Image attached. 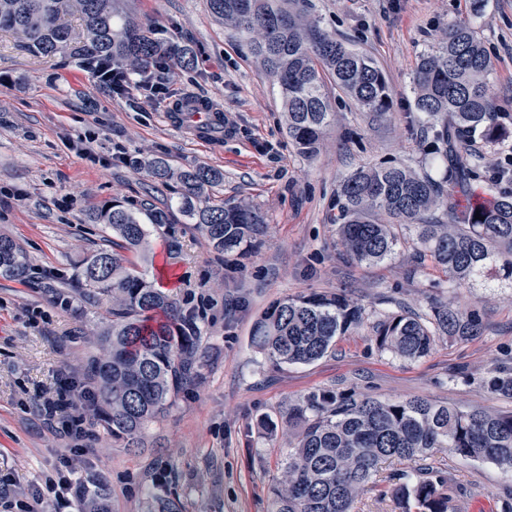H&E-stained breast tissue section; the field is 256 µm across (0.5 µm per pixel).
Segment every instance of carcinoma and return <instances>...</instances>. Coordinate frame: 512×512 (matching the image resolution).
Returning <instances> with one entry per match:
<instances>
[{
    "instance_id": "obj_1",
    "label": "carcinoma",
    "mask_w": 512,
    "mask_h": 512,
    "mask_svg": "<svg viewBox=\"0 0 512 512\" xmlns=\"http://www.w3.org/2000/svg\"><path fill=\"white\" fill-rule=\"evenodd\" d=\"M210 13L250 46L281 90L287 133L299 153L319 151L333 112L324 77H330L363 112L388 109L391 93L382 70L368 55L336 40L308 10L292 12L280 0H207ZM76 9L82 34L75 52L89 68L120 61L138 71L165 60L174 69L195 64L193 51L164 30L122 21L112 0H0V29L12 31L37 56L54 57L72 47L61 16ZM493 63L467 20L448 25L440 46L424 54L415 78V109L446 174L439 183L408 167L359 168L340 184L336 223L343 250L361 263L394 253L396 227L408 229L455 286L512 288V192L498 190L472 160L466 144L489 146L509 136L494 120ZM147 169L183 188L180 208L218 252L254 246L263 222L243 203L214 204L213 188L224 174L199 166L174 170L153 159ZM445 208L448 221L435 215ZM482 219L475 218V215ZM94 220L112 230V250L83 263L78 280L90 298L112 297V324L97 337L99 355L88 375L94 384L93 422L129 449L141 445L148 424L196 375L201 336L194 312L155 288L135 258L148 250V225L124 202L98 210ZM29 263L10 237L0 235V275L17 281ZM364 309L342 293H310L273 303L257 320L251 343L278 364L311 363L336 339L363 325ZM380 348L405 359L426 356L439 336L481 335L478 318L440 305L431 314L401 311L373 326ZM491 389L512 398V372L490 380ZM286 423L300 424L296 441L270 487V512H353L359 494L379 486L386 460L415 463L388 477L380 496L400 512H448L457 492L444 473L427 463L436 448L488 460L512 472V412L462 411L425 398L405 402L355 399L321 390L291 405ZM109 489L101 478L84 486L86 512H107Z\"/></svg>"
}]
</instances>
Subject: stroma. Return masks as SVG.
Segmentation results:
<instances>
[{"instance_id": "obj_1", "label": "stroma", "mask_w": 512, "mask_h": 512, "mask_svg": "<svg viewBox=\"0 0 512 512\" xmlns=\"http://www.w3.org/2000/svg\"><path fill=\"white\" fill-rule=\"evenodd\" d=\"M114 7L192 47L196 67L170 71L166 93L115 94L72 53L38 58L0 31V234L17 242L32 268L26 282L0 276V478L30 493L43 489L70 445L32 405L53 390L57 373L82 378L95 352L91 337L110 324L109 299L86 300L76 271L111 247L91 216L115 199L168 214L150 228L142 270L193 310L202 366L149 424L139 451L102 427L87 428L73 478L104 477L109 512H147L160 489L184 512H268L272 479L296 434L281 413L318 390L512 412V399L489 388L498 371L512 368V288L453 286L404 230L391 258L355 262L335 224L336 191L357 168L400 163L442 178L411 126L420 57L437 49L448 24L466 19L478 31L494 62L495 120L512 130V0H311L322 28L372 57L391 90L389 110L376 118L330 91L335 118L313 157L289 139L278 87L206 0H114ZM188 96L222 104L230 134L202 142L171 124L173 102ZM153 158L223 173L217 198L261 212V244L243 256L214 252L180 210V187L143 168ZM340 290L366 321L321 359L278 365L250 345L255 319L272 302ZM443 303L476 315L482 335L438 337L416 360L378 348L379 319ZM431 463L458 487L449 512L512 505V474L494 463L446 448L435 449Z\"/></svg>"}]
</instances>
